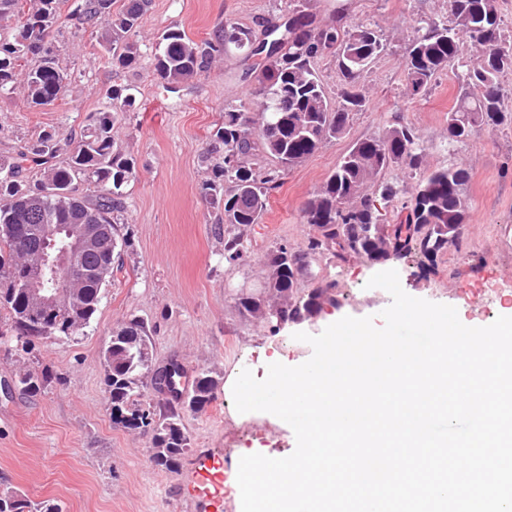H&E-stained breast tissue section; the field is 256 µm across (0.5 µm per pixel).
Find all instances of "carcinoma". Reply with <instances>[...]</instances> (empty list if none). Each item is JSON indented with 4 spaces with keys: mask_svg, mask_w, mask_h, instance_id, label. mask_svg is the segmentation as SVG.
<instances>
[{
    "mask_svg": "<svg viewBox=\"0 0 512 512\" xmlns=\"http://www.w3.org/2000/svg\"><path fill=\"white\" fill-rule=\"evenodd\" d=\"M450 22L419 17L403 57V76L412 94L426 92L436 75L457 71L459 91L448 112V147L469 140L481 128L512 125V108L505 105L502 79L512 74V44L502 39L497 0H448ZM114 0H79L72 15L77 27L103 23L99 45L112 68L137 67L142 50L136 32L151 0H125L112 12ZM61 0H0V21L13 20L6 38H0V95L13 90L24 75L26 100L47 107L64 93L68 74L48 46V34L60 11ZM479 48L467 58L464 42ZM248 55H265L257 76V101L248 110L224 108L206 153L216 154L201 193L224 225V260L231 264L246 253L244 232L259 222L270 191L280 173L313 156L326 142L346 134L353 116L366 107L359 91V75L384 50L381 29L361 21L348 27L336 19L317 25L309 0H289L288 12L261 36L231 21L219 27L213 39L201 44L176 27L163 30L155 47L152 73L172 93L207 73L213 59L228 48ZM39 64L29 67L31 57ZM332 58L342 77L336 100L328 97L316 70V60ZM108 105L88 117L80 137L62 147L44 132L26 150L0 154V339L12 337L22 347L12 354L15 382L21 394H36L52 381L46 367L31 368L27 346L51 336H77L94 319L108 278L123 270L120 235L126 209L124 187L137 175L136 160L114 137L115 126L136 103L133 88L114 86ZM66 160L58 161L61 151ZM426 146L409 124L399 121L382 133L356 140L327 179L302 208L304 223L319 228L306 248L280 246L268 258L265 288L276 298L242 294L236 308L245 318L266 324L296 322L318 315L327 304L336 305L335 284L326 282L307 294L296 284L313 276L311 256L325 251L345 260L359 256L382 261L417 250L432 261L457 244L469 218V171L459 165L430 170L424 165ZM237 157V166L226 156ZM276 161L280 169L267 167ZM401 166L416 176L410 185L377 183L378 197L364 193L368 181ZM36 171L31 181L27 172ZM91 182L94 194L79 196L75 183ZM403 199L404 220L386 224L377 205ZM44 224H81L98 231L93 251L76 257L61 295L53 303H37L24 284L39 260L38 245ZM105 385L112 422L128 430L151 433L152 463L173 472L189 443L182 410H204L215 400L220 379L212 371H196L188 396L164 399L158 394L153 367L151 330L132 317L119 323L103 352ZM164 409L156 427L143 422L145 410ZM0 512H62L55 501L33 500L10 489L0 496Z\"/></svg>",
    "mask_w": 512,
    "mask_h": 512,
    "instance_id": "1",
    "label": "carcinoma"
}]
</instances>
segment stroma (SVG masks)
<instances>
[{"label": "stroma", "instance_id": "1", "mask_svg": "<svg viewBox=\"0 0 512 512\" xmlns=\"http://www.w3.org/2000/svg\"><path fill=\"white\" fill-rule=\"evenodd\" d=\"M288 0H152L137 39L144 56L134 69L113 70L98 45V29L72 35L69 7H62L52 37L68 75L62 100L34 108L21 92L0 97V153L32 144L42 131L61 139L80 135L90 112L106 106L115 85L136 90V105L116 125L124 150L137 161L136 179L125 188L122 230L131 246L122 273L102 291L97 314L80 335L39 340L36 367L54 379L34 396L0 395V479L30 498L58 501L63 512H240L237 486L228 477L232 462L246 453L271 458L291 455L292 428L265 418L235 420L224 392L201 412H184L189 450L176 472L155 467L150 434L115 425L106 406L102 351L112 330L136 315L153 326V357H177L188 373L205 368L220 379L242 370L262 377L270 357L297 366L312 355L294 333L320 334L345 316L372 317L383 326L390 294L368 287L374 274L393 269L403 290L416 298L456 308L459 318L492 323L506 304L494 287L512 286V127L482 128L466 143L449 148L448 113L458 91L453 71L441 72L432 89L409 96L402 61L411 38L409 25L420 16L448 18V0H312L318 21L341 15L344 24L379 23L385 50L357 80L367 99L349 132L327 142L299 166L288 169L269 195L258 224L247 229L248 250L236 263L224 260V237L200 193L208 175L205 148L225 105H252L255 80L242 74L258 61L245 53H223L210 71L171 93L154 78L149 56L161 32L176 25L194 41L212 38L225 20L261 32L278 22ZM415 127L427 147L426 164L466 167L470 213L459 245L439 254L433 271L410 253L372 264L359 257L336 260L313 255L314 279L334 283L337 306L315 318L270 329L242 317L235 298L265 290V264L276 247L304 249L312 228L302 207L361 137L382 133L394 120ZM215 476L210 496L199 492L202 469Z\"/></svg>", "mask_w": 512, "mask_h": 512}]
</instances>
